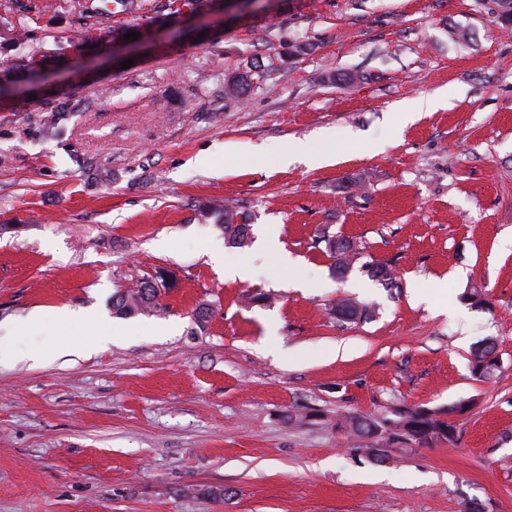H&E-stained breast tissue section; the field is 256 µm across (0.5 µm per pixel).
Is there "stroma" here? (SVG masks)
Wrapping results in <instances>:
<instances>
[{
  "label": "stroma",
  "instance_id": "stroma-1",
  "mask_svg": "<svg viewBox=\"0 0 512 512\" xmlns=\"http://www.w3.org/2000/svg\"><path fill=\"white\" fill-rule=\"evenodd\" d=\"M157 2L87 0L92 42L70 0L22 38L0 14V78L21 89L0 98V333L18 356L0 366V512H512V28L495 0H274L230 24L202 8L175 41ZM118 26L148 44H113ZM270 56L272 86L225 99ZM294 144L332 160L283 164ZM213 200L253 237L277 231L276 251L229 249L246 279L209 260ZM321 225L394 286L334 273ZM158 268L176 279L163 312L114 315L113 293ZM343 298L372 317H330ZM60 307L82 320L18 331ZM485 338L502 367L478 381ZM54 343L79 350L34 364ZM461 401L455 443H396L381 464L364 451L383 436L336 430Z\"/></svg>",
  "mask_w": 512,
  "mask_h": 512
}]
</instances>
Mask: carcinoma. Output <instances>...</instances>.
I'll return each mask as SVG.
<instances>
[{
	"label": "carcinoma",
	"instance_id": "1",
	"mask_svg": "<svg viewBox=\"0 0 512 512\" xmlns=\"http://www.w3.org/2000/svg\"><path fill=\"white\" fill-rule=\"evenodd\" d=\"M200 217L213 220L224 231V238L234 248L248 246L251 225L249 216L230 204L209 203L199 208ZM314 246L333 260L334 270L344 273L361 255L360 245L345 236H334L321 232L314 239ZM371 277L386 284L393 283V269L384 262L369 266ZM174 287L171 273L158 269L140 279L132 288L119 290L112 295V310L117 315L132 316L162 309L163 293ZM371 314L367 305H358L350 300H341L331 306L329 315L340 321L363 319ZM471 375L478 381L490 379L499 371L496 345L490 340L476 344L471 350ZM457 413L454 406L433 411L420 407H403L393 411V417L377 421L373 415L353 413L336 421V430L352 437L369 436L378 431L388 432L387 443L411 441L419 446L434 443H454L457 439V424L448 417Z\"/></svg>",
	"mask_w": 512,
	"mask_h": 512
}]
</instances>
